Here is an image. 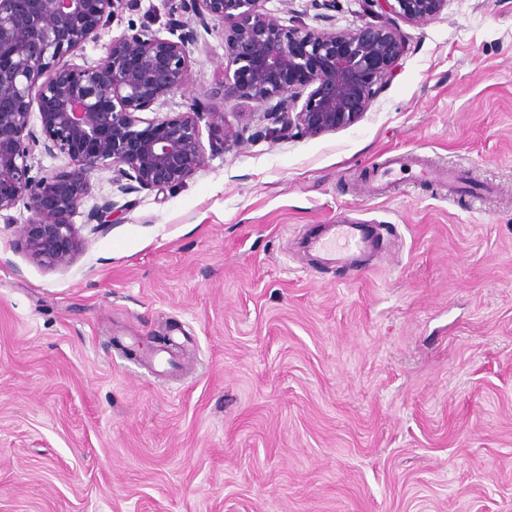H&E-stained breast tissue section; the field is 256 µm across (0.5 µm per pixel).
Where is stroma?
<instances>
[{
    "label": "stroma",
    "mask_w": 512,
    "mask_h": 512,
    "mask_svg": "<svg viewBox=\"0 0 512 512\" xmlns=\"http://www.w3.org/2000/svg\"><path fill=\"white\" fill-rule=\"evenodd\" d=\"M266 8L371 20L362 0ZM169 11L140 0L71 62ZM388 25L403 51L357 123L273 139L263 105L215 99L210 19L186 87L145 112L223 107L200 170L129 194L95 172L63 268L19 250L26 203L0 218V512H512V0ZM107 200L116 220L87 223ZM348 222L378 240L360 268L303 252Z\"/></svg>",
    "instance_id": "stroma-1"
}]
</instances>
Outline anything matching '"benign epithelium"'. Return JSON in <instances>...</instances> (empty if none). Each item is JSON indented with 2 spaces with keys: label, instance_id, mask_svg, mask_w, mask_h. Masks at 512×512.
<instances>
[{
  "label": "benign epithelium",
  "instance_id": "benign-epithelium-1",
  "mask_svg": "<svg viewBox=\"0 0 512 512\" xmlns=\"http://www.w3.org/2000/svg\"><path fill=\"white\" fill-rule=\"evenodd\" d=\"M447 0H365L380 12L412 23L438 15ZM137 0H0V212L25 200L32 216L16 225L20 247L49 269L68 266L81 246L76 208L90 192L91 175L112 170L124 193L173 189L205 163L193 103L177 115L144 119L138 113L187 84L188 46L197 27L221 18L228 64L215 96L221 104L246 98L267 104L265 134H316L356 123L402 53L392 28L367 24L342 33L297 20L285 25L261 0H180L187 20L176 39L149 24L112 40L95 65L60 64L110 27L114 14ZM38 106L40 131L31 127ZM213 118H224L212 112ZM69 159L70 170L33 174L34 151ZM106 201L87 214L105 224Z\"/></svg>",
  "mask_w": 512,
  "mask_h": 512
}]
</instances>
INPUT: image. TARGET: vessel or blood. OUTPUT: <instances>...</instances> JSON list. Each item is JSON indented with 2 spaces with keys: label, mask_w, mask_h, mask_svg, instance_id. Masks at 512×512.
<instances>
[{
  "label": "vessel or blood",
  "mask_w": 512,
  "mask_h": 512,
  "mask_svg": "<svg viewBox=\"0 0 512 512\" xmlns=\"http://www.w3.org/2000/svg\"><path fill=\"white\" fill-rule=\"evenodd\" d=\"M375 248L376 241L367 225L358 222L325 225L322 234L304 243L306 253L326 265H356Z\"/></svg>",
  "instance_id": "obj_1"
}]
</instances>
